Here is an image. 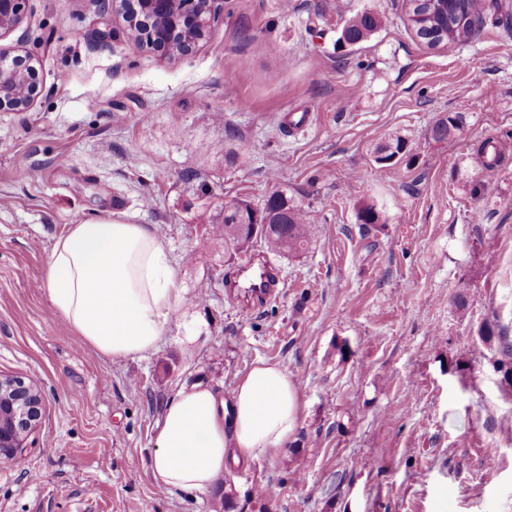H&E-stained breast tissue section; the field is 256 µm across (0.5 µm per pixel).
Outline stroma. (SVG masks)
Returning a JSON list of instances; mask_svg holds the SVG:
<instances>
[{"instance_id":"stroma-1","label":"stroma","mask_w":512,"mask_h":512,"mask_svg":"<svg viewBox=\"0 0 512 512\" xmlns=\"http://www.w3.org/2000/svg\"><path fill=\"white\" fill-rule=\"evenodd\" d=\"M383 26L341 38L357 13ZM37 95L0 109V375L44 403L20 461L0 466V512H512V28L487 18L430 48L403 0H224L175 61L128 45L89 0H28ZM463 117L438 142L443 116ZM405 141L397 164L376 149ZM505 145L485 169L486 142ZM275 190L318 232L276 258L281 285L245 307L211 233L224 204ZM379 221L361 234L358 212ZM145 224L186 290L142 359L80 348L41 289L69 225ZM506 341H483L484 325ZM299 384L285 448L227 470L207 493L151 475L177 388L230 397L253 364Z\"/></svg>"}]
</instances>
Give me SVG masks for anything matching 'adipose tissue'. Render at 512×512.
<instances>
[{
  "instance_id": "1",
  "label": "adipose tissue",
  "mask_w": 512,
  "mask_h": 512,
  "mask_svg": "<svg viewBox=\"0 0 512 512\" xmlns=\"http://www.w3.org/2000/svg\"><path fill=\"white\" fill-rule=\"evenodd\" d=\"M43 291L81 345L112 360L153 351L184 304L164 242L115 219L70 225L48 256ZM300 414L299 387L275 362H255L227 400L180 387L157 424L152 478L208 492L230 466L283 448Z\"/></svg>"
}]
</instances>
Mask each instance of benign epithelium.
<instances>
[{
  "label": "benign epithelium",
  "mask_w": 512,
  "mask_h": 512,
  "mask_svg": "<svg viewBox=\"0 0 512 512\" xmlns=\"http://www.w3.org/2000/svg\"><path fill=\"white\" fill-rule=\"evenodd\" d=\"M101 14L123 12L134 30L150 35V45L180 58L192 52L210 19L221 12L223 0H90ZM26 13V0H0V38L15 31ZM0 64V104L22 111L35 95L32 57H14ZM42 391L14 377L0 376V454L17 460L41 418Z\"/></svg>",
  "instance_id": "1"
}]
</instances>
